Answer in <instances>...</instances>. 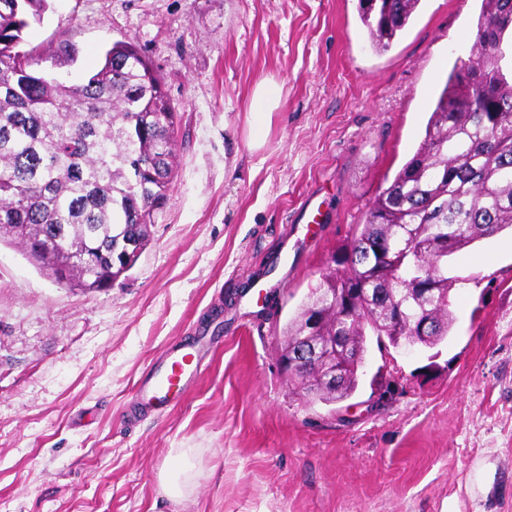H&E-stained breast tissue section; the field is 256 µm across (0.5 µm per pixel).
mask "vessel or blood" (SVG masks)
<instances>
[{"instance_id": "1", "label": "vessel or blood", "mask_w": 512, "mask_h": 512, "mask_svg": "<svg viewBox=\"0 0 512 512\" xmlns=\"http://www.w3.org/2000/svg\"><path fill=\"white\" fill-rule=\"evenodd\" d=\"M203 372L200 352H191L183 347L169 349L142 379L136 397L153 401L162 399L175 387L189 390Z\"/></svg>"}]
</instances>
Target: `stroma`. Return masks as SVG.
Returning a JSON list of instances; mask_svg holds the SVG:
<instances>
[{"mask_svg": "<svg viewBox=\"0 0 512 512\" xmlns=\"http://www.w3.org/2000/svg\"><path fill=\"white\" fill-rule=\"evenodd\" d=\"M356 6L50 0L28 31L70 82L136 45L180 124L169 200L110 288L60 286L0 244V512H512V232L449 258L448 339L369 345L351 398L308 403L281 370L285 323L416 151L480 3L421 0L381 53ZM264 79L281 100L253 149ZM284 247L297 258L272 308L255 289L230 305ZM199 341L198 385L135 414L161 354ZM175 448L193 465L178 501L158 480Z\"/></svg>", "mask_w": 512, "mask_h": 512, "instance_id": "1", "label": "stroma"}]
</instances>
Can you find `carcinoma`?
<instances>
[{"label": "carcinoma", "instance_id": "obj_1", "mask_svg": "<svg viewBox=\"0 0 512 512\" xmlns=\"http://www.w3.org/2000/svg\"><path fill=\"white\" fill-rule=\"evenodd\" d=\"M420 0H358V13L377 51L410 22ZM49 0H0V243L18 244L53 277L67 260V285L98 288L126 273L112 264V246L149 240L166 205L179 115L162 81L138 48L115 43L87 79L48 78L50 53L25 48V35L43 21ZM512 229V0H481L472 52L455 63L413 156L382 189L335 260L372 245L356 288H382L388 304L371 307L361 293L342 296L338 269L321 275L283 329L281 350L307 335L311 303L322 306L315 335L343 336L352 351L397 347L413 336L419 307L409 289L438 288L426 311L432 347L451 331L448 257ZM402 313L398 329L385 318ZM362 364L352 360L345 385L312 393L320 362L289 378L308 402L350 398Z\"/></svg>", "mask_w": 512, "mask_h": 512}]
</instances>
